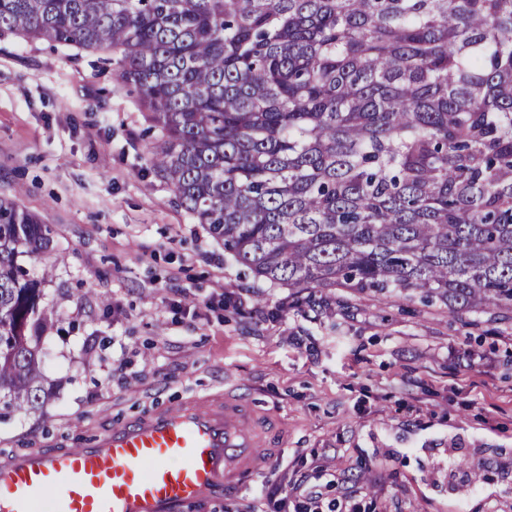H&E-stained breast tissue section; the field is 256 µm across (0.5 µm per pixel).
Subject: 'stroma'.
<instances>
[{"instance_id":"obj_1","label":"stroma","mask_w":512,"mask_h":512,"mask_svg":"<svg viewBox=\"0 0 512 512\" xmlns=\"http://www.w3.org/2000/svg\"><path fill=\"white\" fill-rule=\"evenodd\" d=\"M160 135L97 54L0 36V197L53 226L34 267L74 326L44 337L56 387L0 419V455L233 388L284 430L269 467L338 512L350 495L360 512H512V309L257 286L153 169Z\"/></svg>"}]
</instances>
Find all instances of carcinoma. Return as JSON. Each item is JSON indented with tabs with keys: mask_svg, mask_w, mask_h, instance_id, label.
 Listing matches in <instances>:
<instances>
[{
	"mask_svg": "<svg viewBox=\"0 0 512 512\" xmlns=\"http://www.w3.org/2000/svg\"><path fill=\"white\" fill-rule=\"evenodd\" d=\"M1 34L101 53L255 281L512 308V0H0ZM54 248L0 198V410L41 404Z\"/></svg>",
	"mask_w": 512,
	"mask_h": 512,
	"instance_id": "cac0c4a2",
	"label": "carcinoma"
}]
</instances>
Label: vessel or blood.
Wrapping results in <instances>:
<instances>
[{
  "instance_id": "1",
  "label": "vessel or blood",
  "mask_w": 512,
  "mask_h": 512,
  "mask_svg": "<svg viewBox=\"0 0 512 512\" xmlns=\"http://www.w3.org/2000/svg\"><path fill=\"white\" fill-rule=\"evenodd\" d=\"M281 444L240 397L157 410L63 452L0 457V512H192L250 487Z\"/></svg>"
}]
</instances>
